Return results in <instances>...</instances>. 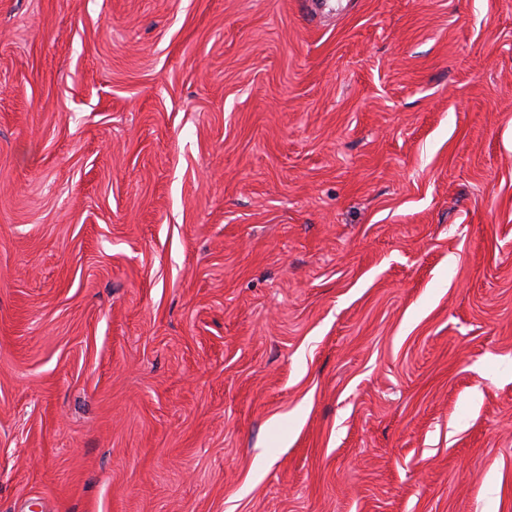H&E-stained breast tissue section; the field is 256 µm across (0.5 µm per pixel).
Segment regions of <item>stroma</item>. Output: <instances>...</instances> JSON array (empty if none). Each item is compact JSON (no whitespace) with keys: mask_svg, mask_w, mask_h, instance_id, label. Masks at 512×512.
I'll return each mask as SVG.
<instances>
[{"mask_svg":"<svg viewBox=\"0 0 512 512\" xmlns=\"http://www.w3.org/2000/svg\"><path fill=\"white\" fill-rule=\"evenodd\" d=\"M0 512H512V0H0Z\"/></svg>","mask_w":512,"mask_h":512,"instance_id":"obj_1","label":"stroma"}]
</instances>
